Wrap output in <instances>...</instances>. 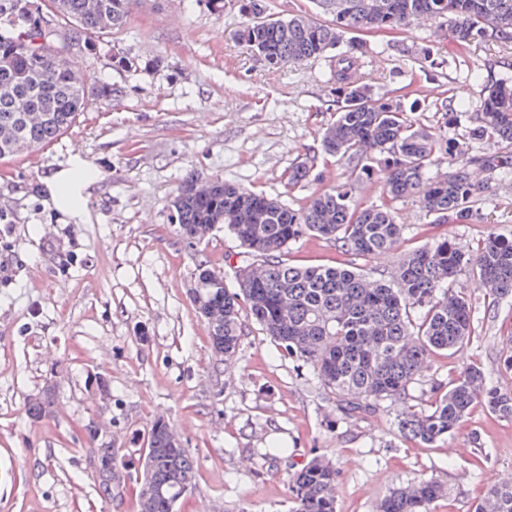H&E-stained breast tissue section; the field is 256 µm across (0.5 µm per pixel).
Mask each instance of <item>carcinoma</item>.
I'll return each instance as SVG.
<instances>
[{
	"label": "carcinoma",
	"instance_id": "cac0c4a2",
	"mask_svg": "<svg viewBox=\"0 0 512 512\" xmlns=\"http://www.w3.org/2000/svg\"><path fill=\"white\" fill-rule=\"evenodd\" d=\"M54 22L39 46L25 38L30 27L22 0H0V159L42 147L65 133L94 99L112 98V86L99 84L78 58L60 69L58 39L90 41L122 30L132 0H45ZM334 17L318 23L306 15L284 19L270 12L267 0H242L248 20L239 38L270 65L304 62L330 49L336 53L332 80L336 120L322 133L323 150L346 165L345 180L317 193L293 209L279 199L219 181L209 194L186 182L177 195V232L186 239L202 224H222L248 253L260 258L239 268L237 288L203 264L195 267V284L224 320L208 325L212 352L229 362L244 336V320L274 339L283 356L311 366L322 386L351 412L374 411L385 401L406 397L421 381L428 358L467 348L475 333L471 296L456 286L461 271L472 286L497 301L512 295V238L493 230L474 252L443 239L419 248L397 263L391 275L371 278L343 265H289L281 255L289 244L310 235L334 241L363 258L386 254L400 240L405 225L396 221L393 203L417 197L425 212L451 219L472 216L483 192L465 166H455L458 149L443 131L414 125L399 101L377 97L357 78L362 42L346 39L352 31L400 29L420 16L441 19L448 42L465 46L474 40L512 43V0H316ZM474 136L494 150L474 159L494 174L512 169V87H489ZM439 158L453 169L436 181L426 170ZM388 171L387 202L361 206L353 191L371 162ZM419 313L414 318L413 313ZM512 418V392L486 383L480 368L467 366L436 393L429 410L405 412L403 435L432 445L453 432L476 405ZM175 432L158 418L151 424L147 471L135 484L134 512H171L184 489L195 484L194 461L185 448L172 446ZM336 467L314 456L289 478L288 512H336ZM447 494L437 480L397 487L376 512H432ZM476 512H512V485L489 488Z\"/></svg>",
	"mask_w": 512,
	"mask_h": 512
}]
</instances>
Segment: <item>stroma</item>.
<instances>
[{
    "mask_svg": "<svg viewBox=\"0 0 512 512\" xmlns=\"http://www.w3.org/2000/svg\"><path fill=\"white\" fill-rule=\"evenodd\" d=\"M245 22L238 0L219 12L206 0H139L124 30L97 41L87 61L111 99L92 101L48 145L0 160V512H103L86 425L103 427L101 442L142 448L159 417L195 462V486L177 512H287L288 477L315 456L338 470L336 512H375L393 488L421 479L448 488L435 512H475L487 488L512 482V419L475 407L432 446L398 428L405 408H429L434 386L469 364L512 392L503 365L512 297L492 302L474 291L469 347L431 355L406 402L357 418L254 323L231 362L216 360L191 298L195 266L206 262L232 289L252 257L221 227L193 245L177 235L172 202L183 183L223 179L298 208L345 175L321 145L336 119L335 51L272 67L238 41ZM440 26L420 18L360 33L367 55L358 74L379 96L419 100L418 126L465 146L470 172L487 184L474 216L441 224L418 201H399L405 230L395 250L365 260L306 236L284 251L289 264L387 276L426 244L451 238L473 251L489 230L512 235V172L491 176L472 161L491 149L472 130L486 86L512 85V48H460ZM428 48L440 50L441 68L422 69ZM444 98L453 105L447 121L434 108ZM76 154L100 179L85 192L83 219L69 224L44 205L39 180ZM301 166L308 176L288 185ZM46 394L50 414L31 421L30 399ZM275 442L288 453L267 459Z\"/></svg>",
    "mask_w": 512,
    "mask_h": 512,
    "instance_id": "stroma-1",
    "label": "stroma"
}]
</instances>
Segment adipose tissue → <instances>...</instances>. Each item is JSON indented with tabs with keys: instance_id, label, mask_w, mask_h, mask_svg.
Listing matches in <instances>:
<instances>
[{
	"instance_id": "adipose-tissue-1",
	"label": "adipose tissue",
	"mask_w": 512,
	"mask_h": 512,
	"mask_svg": "<svg viewBox=\"0 0 512 512\" xmlns=\"http://www.w3.org/2000/svg\"><path fill=\"white\" fill-rule=\"evenodd\" d=\"M100 172L82 159H74L69 167L43 178L47 202L57 212L71 218L84 213V192L99 178Z\"/></svg>"
}]
</instances>
